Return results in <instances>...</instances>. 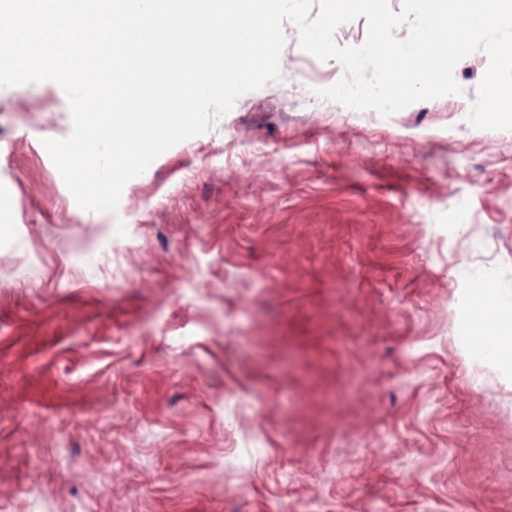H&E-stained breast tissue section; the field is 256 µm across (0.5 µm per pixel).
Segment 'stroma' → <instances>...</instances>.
<instances>
[{"instance_id": "1", "label": "stroma", "mask_w": 512, "mask_h": 512, "mask_svg": "<svg viewBox=\"0 0 512 512\" xmlns=\"http://www.w3.org/2000/svg\"><path fill=\"white\" fill-rule=\"evenodd\" d=\"M281 81L159 156L116 211L43 142L53 81L0 88V512H512V130L463 92L390 116L284 22ZM471 340L476 345L489 347L496 358L512 366V305L497 298L495 288H482L476 296Z\"/></svg>"}]
</instances>
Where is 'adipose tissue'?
<instances>
[{
	"label": "adipose tissue",
	"instance_id": "obj_1",
	"mask_svg": "<svg viewBox=\"0 0 512 512\" xmlns=\"http://www.w3.org/2000/svg\"><path fill=\"white\" fill-rule=\"evenodd\" d=\"M475 310L472 342L489 347L501 363L512 366V305L501 302L496 289L488 287L477 294Z\"/></svg>",
	"mask_w": 512,
	"mask_h": 512
}]
</instances>
